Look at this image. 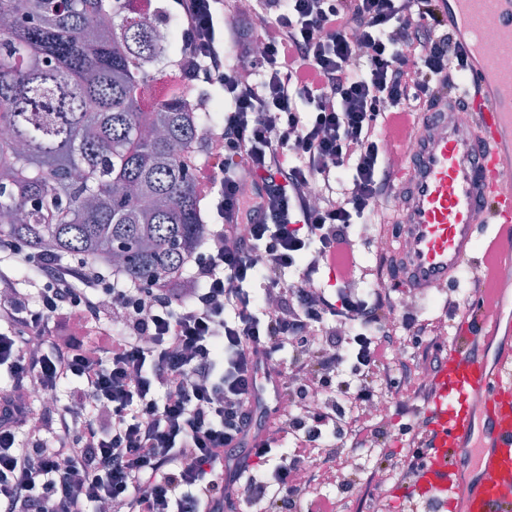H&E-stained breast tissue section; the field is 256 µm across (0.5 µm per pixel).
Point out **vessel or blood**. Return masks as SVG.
Segmentation results:
<instances>
[{"mask_svg": "<svg viewBox=\"0 0 512 512\" xmlns=\"http://www.w3.org/2000/svg\"><path fill=\"white\" fill-rule=\"evenodd\" d=\"M451 34L471 62L467 81L477 94L439 100L435 121L419 127L412 159L397 187L403 199L396 275L403 287L426 293L457 281L464 267L497 272L512 267V0H439ZM466 107L474 121L459 126ZM502 293L488 288L479 315L465 316L461 340L432 377L424 413L429 461L417 485L439 508L461 500L465 512H512V350L488 366L474 345L500 326ZM482 402L481 411L470 408ZM473 455L479 472L464 482L459 457Z\"/></svg>", "mask_w": 512, "mask_h": 512, "instance_id": "1", "label": "vessel or blood"}]
</instances>
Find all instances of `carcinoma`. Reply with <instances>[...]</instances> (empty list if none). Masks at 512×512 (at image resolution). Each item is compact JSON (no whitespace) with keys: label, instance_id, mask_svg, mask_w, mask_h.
Listing matches in <instances>:
<instances>
[{"label":"carcinoma","instance_id":"cac0c4a2","mask_svg":"<svg viewBox=\"0 0 512 512\" xmlns=\"http://www.w3.org/2000/svg\"><path fill=\"white\" fill-rule=\"evenodd\" d=\"M178 52L129 0H0V239L181 277L206 233L187 149L222 115L143 87Z\"/></svg>","mask_w":512,"mask_h":512}]
</instances>
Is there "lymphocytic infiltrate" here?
I'll return each instance as SVG.
<instances>
[{
  "instance_id": "f902f5d3",
  "label": "lymphocytic infiltrate",
  "mask_w": 512,
  "mask_h": 512,
  "mask_svg": "<svg viewBox=\"0 0 512 512\" xmlns=\"http://www.w3.org/2000/svg\"><path fill=\"white\" fill-rule=\"evenodd\" d=\"M168 2L182 70L224 100L217 162L190 169L210 212L192 285L0 239V512H336L294 471L372 443L370 373L397 333L444 331L403 311L398 283L364 287L357 247L361 224L399 236L376 201L396 195L409 121L442 90L475 93L438 0Z\"/></svg>"
}]
</instances>
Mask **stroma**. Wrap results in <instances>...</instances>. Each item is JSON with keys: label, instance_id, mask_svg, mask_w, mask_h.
<instances>
[{"label": "stroma", "instance_id": "stroma-1", "mask_svg": "<svg viewBox=\"0 0 512 512\" xmlns=\"http://www.w3.org/2000/svg\"><path fill=\"white\" fill-rule=\"evenodd\" d=\"M472 274V269H465L455 287L437 288L424 296L407 290L401 294L405 310L413 313L427 316L447 308V332L439 337L438 348L455 342L461 320L475 302L469 284ZM435 350L424 343L413 344L408 336L396 337L394 360L389 370L374 377V396L364 407V421L378 434L375 447L358 448L347 438L333 455L321 460L319 474L298 471L296 481L306 496L330 495L337 512H437L433 502L413 491V480L404 476L399 457L410 438L426 433L425 406L416 399L415 390L436 371ZM403 423L408 432L400 431ZM397 487L406 488L407 496H395Z\"/></svg>", "mask_w": 512, "mask_h": 512}]
</instances>
